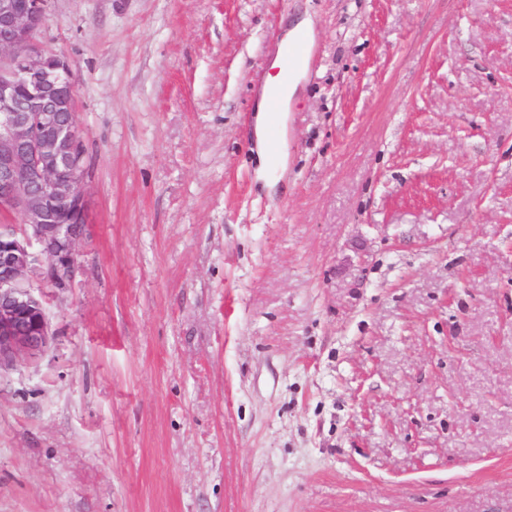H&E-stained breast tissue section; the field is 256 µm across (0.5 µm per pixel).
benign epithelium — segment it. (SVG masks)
I'll use <instances>...</instances> for the list:
<instances>
[{
    "label": "benign epithelium",
    "instance_id": "1",
    "mask_svg": "<svg viewBox=\"0 0 512 512\" xmlns=\"http://www.w3.org/2000/svg\"><path fill=\"white\" fill-rule=\"evenodd\" d=\"M50 0H0V369L44 351L50 323L32 280L72 283L86 234L83 136L69 62L37 46Z\"/></svg>",
    "mask_w": 512,
    "mask_h": 512
}]
</instances>
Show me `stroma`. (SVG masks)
Returning a JSON list of instances; mask_svg holds the SVG:
<instances>
[{"instance_id":"35a3bbf8","label":"stroma","mask_w":512,"mask_h":512,"mask_svg":"<svg viewBox=\"0 0 512 512\" xmlns=\"http://www.w3.org/2000/svg\"><path fill=\"white\" fill-rule=\"evenodd\" d=\"M37 41L89 226L0 370V512H512V0H51ZM285 61L288 73H298L311 68L313 54L304 36H299L295 42L288 46ZM273 66H278L279 71L275 75H267L265 81V94L263 95V98L259 104L258 112H264L266 96L270 90L275 89L278 91L281 98L276 94H272L268 100L267 112L277 115V113L280 112L282 107L281 99H283V104L288 106L289 101L295 94L299 79L298 75L296 74L291 76L290 79H288V76H285L282 59H280L279 63L276 62Z\"/></svg>"}]
</instances>
